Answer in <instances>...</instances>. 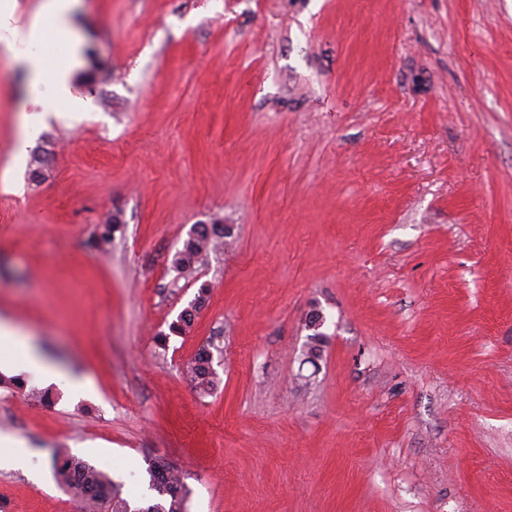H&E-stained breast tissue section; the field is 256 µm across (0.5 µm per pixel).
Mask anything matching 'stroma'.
I'll return each mask as SVG.
<instances>
[{
  "label": "stroma",
  "instance_id": "35a3bbf8",
  "mask_svg": "<svg viewBox=\"0 0 512 512\" xmlns=\"http://www.w3.org/2000/svg\"><path fill=\"white\" fill-rule=\"evenodd\" d=\"M77 28L87 108L23 144L0 58V317L92 383H0L33 452L6 512H83L56 454L134 506L159 459L189 512H512V0H83ZM229 235V227L224 224H197L184 241L182 249L173 258V267L181 274L192 273L195 265ZM207 293V286L205 284L199 287L198 295L191 304L183 309L177 320L172 322L169 326V334L182 335L191 327L194 322L195 316L206 301L205 295ZM209 348L204 347L198 351L190 368L195 388L204 394H210L219 384L218 374L212 366L213 355Z\"/></svg>",
  "mask_w": 512,
  "mask_h": 512
}]
</instances>
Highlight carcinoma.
<instances>
[{
	"instance_id": "carcinoma-1",
	"label": "carcinoma",
	"mask_w": 512,
	"mask_h": 512,
	"mask_svg": "<svg viewBox=\"0 0 512 512\" xmlns=\"http://www.w3.org/2000/svg\"><path fill=\"white\" fill-rule=\"evenodd\" d=\"M119 224L120 218L112 216L99 225L97 245L103 247L111 244ZM228 235L229 227L224 224L196 225L184 241L182 249L175 253L173 267L181 274L192 273L195 265ZM206 293L207 286L203 284L199 287L195 300L169 326L170 334L160 335V346H166L169 335H181L191 327L196 314L206 301ZM212 361V352L204 347L198 351L190 368L195 388L204 394L211 393L219 384ZM147 472L148 487L153 491V497L146 506L134 508L121 496L119 485L95 466L70 456H58L54 459L57 484L81 499L84 512H188L189 490L178 472L162 461L150 463Z\"/></svg>"
}]
</instances>
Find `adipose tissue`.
I'll return each mask as SVG.
<instances>
[{
  "mask_svg": "<svg viewBox=\"0 0 512 512\" xmlns=\"http://www.w3.org/2000/svg\"><path fill=\"white\" fill-rule=\"evenodd\" d=\"M79 0H42L39 11L26 29L14 25L15 0H0V50L16 66L25 69L30 92L48 88L59 100L64 101L69 111L81 112L85 102L74 95L71 76L79 64L80 57L75 41H68V62L65 66L50 65L47 61L52 49L46 37L47 27L72 33V16ZM38 370L43 378L66 382L74 393L89 392L91 385L85 379H65L60 370L45 360L24 334L11 321L0 319V371L22 373Z\"/></svg>",
  "mask_w": 512,
  "mask_h": 512,
  "instance_id": "1",
  "label": "adipose tissue"
}]
</instances>
